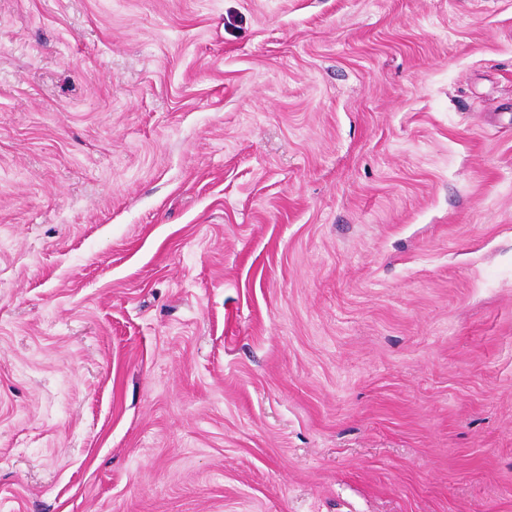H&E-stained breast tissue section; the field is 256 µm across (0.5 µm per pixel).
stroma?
Returning <instances> with one entry per match:
<instances>
[{
	"mask_svg": "<svg viewBox=\"0 0 512 512\" xmlns=\"http://www.w3.org/2000/svg\"><path fill=\"white\" fill-rule=\"evenodd\" d=\"M0 512H512V0H0Z\"/></svg>",
	"mask_w": 512,
	"mask_h": 512,
	"instance_id": "35a3bbf8",
	"label": "stroma"
}]
</instances>
